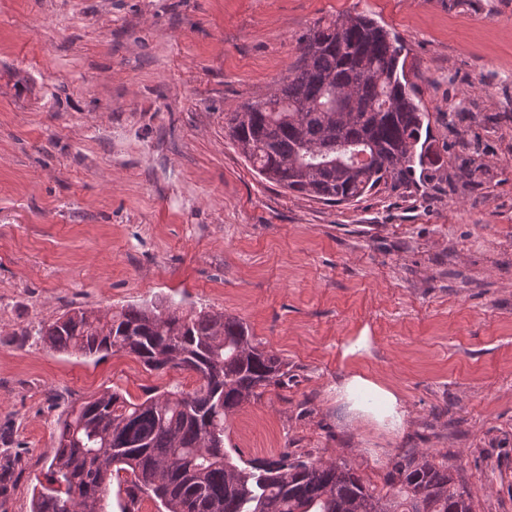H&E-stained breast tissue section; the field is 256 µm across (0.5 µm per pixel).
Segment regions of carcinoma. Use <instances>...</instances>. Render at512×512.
<instances>
[{"mask_svg":"<svg viewBox=\"0 0 512 512\" xmlns=\"http://www.w3.org/2000/svg\"><path fill=\"white\" fill-rule=\"evenodd\" d=\"M405 65L403 45L368 15L319 20L298 38L288 77L226 114L231 137L264 179L326 203L406 182L415 165L436 162L421 145L426 113ZM359 152L367 165L353 163ZM39 336L84 358L125 352L149 371L194 374L199 386L140 402L107 391L71 406L32 512H108L106 493L122 472L134 477L130 497L151 492L164 512H473L448 465L423 452L392 460L385 494L344 462L284 453L232 463L224 421L266 388L288 386V364L235 317L178 306L73 308Z\"/></svg>","mask_w":512,"mask_h":512,"instance_id":"carcinoma-1","label":"carcinoma"}]
</instances>
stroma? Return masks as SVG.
<instances>
[{"instance_id": "stroma-1", "label": "stroma", "mask_w": 512, "mask_h": 512, "mask_svg": "<svg viewBox=\"0 0 512 512\" xmlns=\"http://www.w3.org/2000/svg\"><path fill=\"white\" fill-rule=\"evenodd\" d=\"M357 12L401 41L442 168L328 204L259 176L224 115ZM128 304L236 317L287 362L227 419L232 458L335 459L380 489L427 451L474 512H512V0H0V512H31L71 405L197 387L38 334ZM351 374L400 395L402 429L348 411Z\"/></svg>"}]
</instances>
